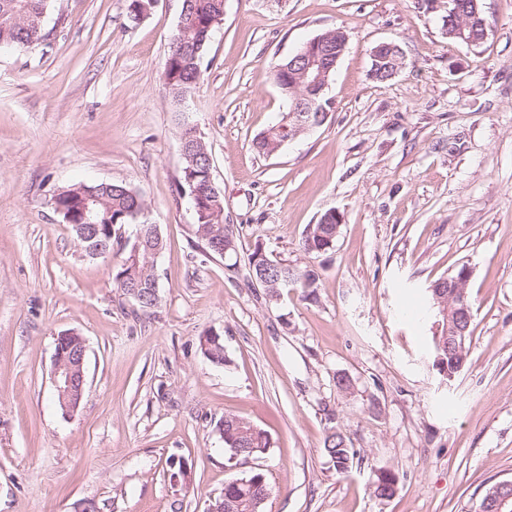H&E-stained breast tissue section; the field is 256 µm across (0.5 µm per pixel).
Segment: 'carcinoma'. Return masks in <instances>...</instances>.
Wrapping results in <instances>:
<instances>
[{"mask_svg": "<svg viewBox=\"0 0 512 512\" xmlns=\"http://www.w3.org/2000/svg\"><path fill=\"white\" fill-rule=\"evenodd\" d=\"M49 0H0V44L11 46L32 47L43 38V27ZM187 13L183 27L176 29L173 35L170 51L165 63L163 78L172 97L181 102L196 88L201 76L203 56L207 45L217 28L214 21L223 19L224 0H186ZM448 27V38L462 41L457 36L461 31L467 37H474L482 42L484 32L488 31L489 22L484 13L474 18L472 0H457L456 11L448 14L444 21ZM379 67L375 72L377 81L382 82L392 75L397 64L398 55L387 48L378 51ZM292 126L291 122L280 120L266 132L259 134L254 145L262 154H273L286 144L287 134L283 126ZM184 139L191 150L193 164H184L191 169L190 173H182L180 187L195 188L198 191L197 202L193 203L196 216V233L204 241L205 253L215 254L211 241L233 240L231 225L224 223V204L222 196L213 192L209 182L212 166L209 164L210 153L201 136L197 135L194 127L185 124L182 129ZM92 193L102 199L96 205L98 222L114 224H138L145 229L150 225L143 221L139 210L145 207L144 202L137 201V191L123 184L102 183L78 184L59 193V202L67 209L74 210L79 204L80 196ZM336 246V222L326 216H321L319 223L309 225L306 235L301 242L304 253L314 256L326 253ZM146 247L140 248L139 256H134V247H129L120 266L115 270L113 278L123 293L142 282L143 271L132 272L135 266H143ZM273 261L263 249L256 244L249 256V269L253 278H258V269ZM280 276L285 281L277 289H268L272 298H278L280 291L288 288H314L319 275L312 266L293 268L284 263L280 264ZM433 362L432 368L442 377L456 375L465 365L468 356V345L465 343L448 346V337L432 338ZM331 427L324 439V450L338 471L349 468L356 451L349 447V439L344 432L334 425L335 415L327 414ZM223 430L219 431L224 439V447L228 452L245 444L253 449V458H258L270 447L268 435L249 421L236 416L226 415L220 421ZM399 489L397 474L382 470L376 475L374 493L381 498L393 497ZM270 486L265 474L254 471L247 477L236 478L224 485V501L236 503V512H267L270 498Z\"/></svg>", "mask_w": 512, "mask_h": 512, "instance_id": "obj_1", "label": "carcinoma"}]
</instances>
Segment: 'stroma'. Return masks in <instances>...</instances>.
<instances>
[{"label":"stroma","instance_id":"35a3bbf8","mask_svg":"<svg viewBox=\"0 0 512 512\" xmlns=\"http://www.w3.org/2000/svg\"><path fill=\"white\" fill-rule=\"evenodd\" d=\"M480 45L448 39V0H224L194 94L163 69L182 0L134 18L131 0H50L45 39L0 50V512H205L261 467L269 512H464L512 479V0H481ZM341 29L325 122L266 155L254 138L287 101L280 61ZM396 42L402 69L370 76ZM212 155L233 246L207 257L179 184L181 128ZM125 184L158 225L160 300L144 310L86 257L54 209L79 183ZM335 210L333 251L300 249ZM315 265V296L270 299L255 245ZM474 302L453 381L430 363L427 286L460 267ZM87 344L86 387L63 415L55 340ZM221 334L228 362L202 354ZM351 390H337V375ZM358 455L337 472L327 412ZM245 418L271 441L230 462L216 430ZM383 469L397 494L377 498Z\"/></svg>","mask_w":512,"mask_h":512}]
</instances>
